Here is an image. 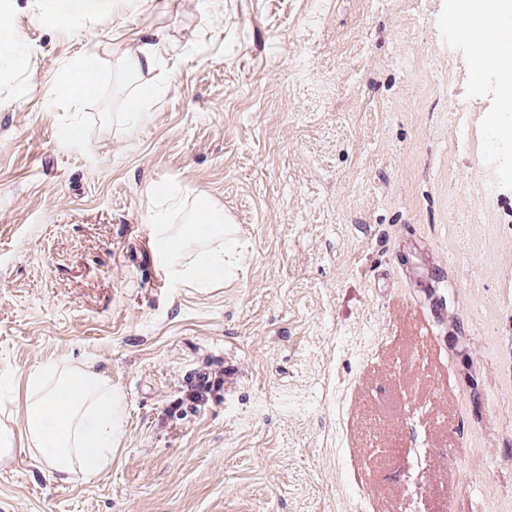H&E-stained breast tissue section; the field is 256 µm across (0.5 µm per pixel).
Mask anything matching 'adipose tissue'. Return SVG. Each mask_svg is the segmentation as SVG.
Wrapping results in <instances>:
<instances>
[{
  "label": "adipose tissue",
  "mask_w": 512,
  "mask_h": 512,
  "mask_svg": "<svg viewBox=\"0 0 512 512\" xmlns=\"http://www.w3.org/2000/svg\"><path fill=\"white\" fill-rule=\"evenodd\" d=\"M70 398L67 417H58L53 404L58 394ZM121 392L103 391L94 374L80 371L58 387L44 391L29 406L30 435L36 448L58 471L79 462L86 476L103 467L124 418Z\"/></svg>",
  "instance_id": "adipose-tissue-1"
}]
</instances>
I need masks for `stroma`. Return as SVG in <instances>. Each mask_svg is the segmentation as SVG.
Instances as JSON below:
<instances>
[{
    "instance_id": "obj_1",
    "label": "stroma",
    "mask_w": 512,
    "mask_h": 512,
    "mask_svg": "<svg viewBox=\"0 0 512 512\" xmlns=\"http://www.w3.org/2000/svg\"><path fill=\"white\" fill-rule=\"evenodd\" d=\"M459 2L112 0L60 24L8 0L27 62L0 80V512H414L411 448L425 512H512V111ZM154 38L161 62L127 69ZM88 62L94 94H64ZM453 103L498 168L455 141ZM202 200L221 221L173 280L151 217L189 226ZM209 355L234 369L223 404L169 422ZM41 368L125 396L95 477L29 440Z\"/></svg>"
}]
</instances>
